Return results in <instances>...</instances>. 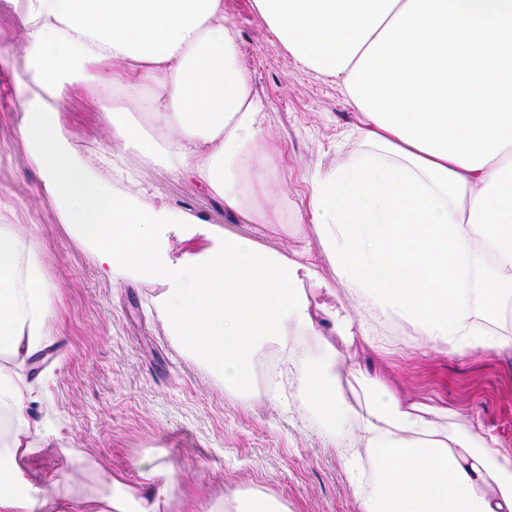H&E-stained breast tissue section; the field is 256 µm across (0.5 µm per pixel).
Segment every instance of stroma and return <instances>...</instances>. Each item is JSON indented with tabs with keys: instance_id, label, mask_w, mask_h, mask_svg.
Returning <instances> with one entry per match:
<instances>
[{
	"instance_id": "35a3bbf8",
	"label": "stroma",
	"mask_w": 512,
	"mask_h": 512,
	"mask_svg": "<svg viewBox=\"0 0 512 512\" xmlns=\"http://www.w3.org/2000/svg\"><path fill=\"white\" fill-rule=\"evenodd\" d=\"M239 32L240 53L265 105V128L275 138L272 197L279 219L253 224L163 166L123 161L156 197L220 227L246 230L274 250L320 252L317 237H292L289 226L311 195L306 172L330 168L361 150L355 108L328 78L301 68L279 42L252 0H224ZM14 78L0 66V187L16 203L12 223L34 231L54 292L55 318L43 345L39 384L29 406L43 421L40 450L20 464L39 491L62 477L75 492L65 512H82L84 499L106 491L112 478L141 482L138 462L156 459L175 468L198 501L254 490L283 502L288 512H360L334 447L332 433L309 412L289 405L287 389L247 401L225 389L222 378L185 354L156 318L160 285L134 280L113 287L89 252L61 224L52 201L38 192L13 120ZM61 110L79 149L105 143L89 96L63 102ZM381 341H354L347 351L397 394L448 408L459 417L480 411L484 422L512 450V356L490 349L448 353L426 345L409 329L363 310ZM71 439L61 453L56 431Z\"/></svg>"
}]
</instances>
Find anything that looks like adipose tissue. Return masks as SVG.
Instances as JSON below:
<instances>
[{
  "instance_id": "adipose-tissue-1",
  "label": "adipose tissue",
  "mask_w": 512,
  "mask_h": 512,
  "mask_svg": "<svg viewBox=\"0 0 512 512\" xmlns=\"http://www.w3.org/2000/svg\"><path fill=\"white\" fill-rule=\"evenodd\" d=\"M253 4L298 65L336 81L372 149L310 174L309 208L292 232L317 235L321 257L272 250L156 203L119 163L139 151L255 223L276 217L258 202L269 172L256 148L272 137L224 0H0L22 39L9 60L14 113L41 193L113 285L162 286L158 319L226 387L261 399L252 359L275 345L298 405L360 443L349 466L361 512H512V453L479 414L455 423L447 409L400 398L330 342L296 348L297 331H316L320 316L342 340L368 335L331 304L326 261L356 307L432 347L512 354V0ZM147 86L156 141L112 99L113 88L131 99ZM85 92L105 132L94 155L76 151L57 109ZM9 209L0 200V420L10 423L0 430L10 461L0 466V512H64L67 480L40 495L18 488V462L41 434L26 413L36 383L23 366L51 333L54 303L41 246L7 220ZM174 239L186 245L177 257ZM311 288L325 301L311 302ZM353 385L364 412L350 400ZM141 468L142 486L113 480L83 512H159L183 501L174 468Z\"/></svg>"
}]
</instances>
